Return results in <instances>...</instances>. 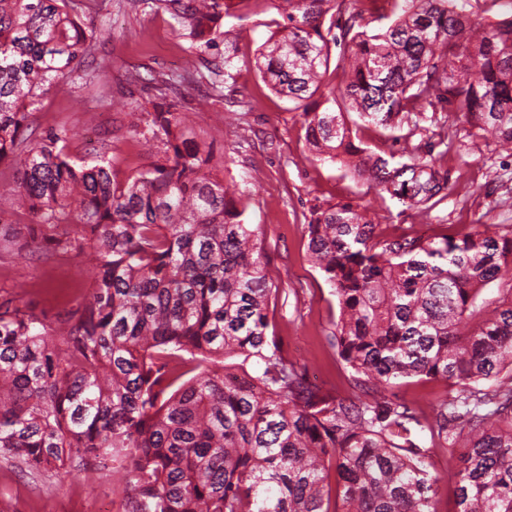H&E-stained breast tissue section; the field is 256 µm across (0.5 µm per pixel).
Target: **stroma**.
Wrapping results in <instances>:
<instances>
[{"instance_id":"35a3bbf8","label":"stroma","mask_w":512,"mask_h":512,"mask_svg":"<svg viewBox=\"0 0 512 512\" xmlns=\"http://www.w3.org/2000/svg\"><path fill=\"white\" fill-rule=\"evenodd\" d=\"M80 18L104 34L80 70L42 96L28 122L36 136L66 129L67 152L75 159L113 156L117 169L149 168L159 156L157 142L130 137L125 112L131 102L156 100L159 75L176 76L172 103L199 108L198 121L217 131L223 159L239 190L249 194L247 220L259 225L264 255L277 271L287 299L270 320L288 358L307 368L309 378L341 396L356 395L352 373L330 342L339 307L332 288L309 260L306 226L316 206L351 203L365 208L381 230L409 224L425 234L466 232L478 224H512V148L484 140L461 120L440 125L423 118L413 137L399 138L346 116L355 141L387 156L432 153L448 178V195L428 213L416 214L341 163L311 161L303 118L292 102L273 93L255 66L259 45L277 29L275 11L233 20L236 56L224 70L215 51L190 48L178 25L152 0H73ZM89 257L65 264L53 246L21 257L0 249V301L16 296L35 315L65 318L89 289ZM441 381H398L392 392L422 418L431 419L446 395ZM462 449L427 458L438 476L437 512L456 508V473ZM112 504V477L74 470L55 477L36 474L0 458V512H91Z\"/></svg>"}]
</instances>
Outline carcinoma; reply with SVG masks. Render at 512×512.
Instances as JSON below:
<instances>
[{
    "instance_id": "carcinoma-1",
    "label": "carcinoma",
    "mask_w": 512,
    "mask_h": 512,
    "mask_svg": "<svg viewBox=\"0 0 512 512\" xmlns=\"http://www.w3.org/2000/svg\"><path fill=\"white\" fill-rule=\"evenodd\" d=\"M154 2L190 47L224 46L226 75L224 21L277 10L256 66L302 110L313 160H338L420 213L446 189L437 161L370 158L345 113L401 129L446 103L512 145L511 17L385 0L390 13L374 16L385 24L353 15L336 33L337 0ZM99 35L69 0H0V162L20 173L0 213L27 210L39 226L0 242L95 260L60 329L0 304V457L58 475L76 459L110 466L122 512H436L424 459L464 448L456 512H512V226L386 234L351 204L315 208L310 258L337 297L336 347L365 398L311 385L268 334L277 277L189 113L133 104L129 131L150 134L160 157L122 178L103 156L73 160L63 129L27 134L29 108ZM346 39L340 81L323 94L330 44ZM73 222L77 239L55 236ZM423 377L448 386L428 425L389 393Z\"/></svg>"
}]
</instances>
